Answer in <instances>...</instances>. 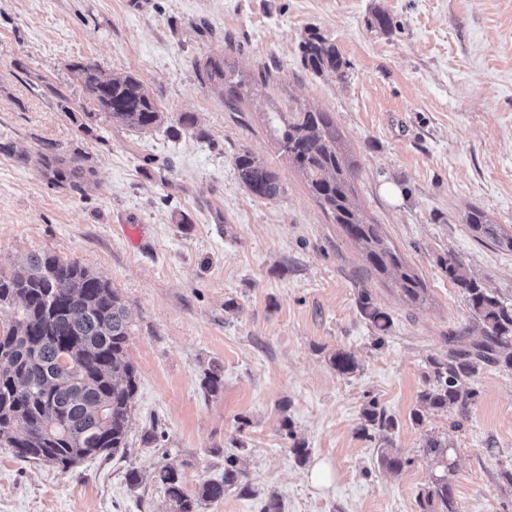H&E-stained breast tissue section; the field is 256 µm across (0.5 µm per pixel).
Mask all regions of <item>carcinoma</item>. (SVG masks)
Here are the masks:
<instances>
[{"instance_id": "carcinoma-1", "label": "carcinoma", "mask_w": 512, "mask_h": 512, "mask_svg": "<svg viewBox=\"0 0 512 512\" xmlns=\"http://www.w3.org/2000/svg\"><path fill=\"white\" fill-rule=\"evenodd\" d=\"M307 70L316 75L342 73L345 62L336 46L316 31L300 43ZM76 72L86 96L102 116L119 127L150 131L165 123L148 87L131 73L102 78L98 66L77 62ZM203 83L229 104L266 84L254 76L244 79L219 60H207ZM275 132L289 163L308 184L311 195L333 217L345 234L361 244L371 273L392 277L400 291L413 302L424 298L425 288L350 199L352 167L340 148V136L330 116L303 108L277 116ZM45 174L53 183H69L82 190L84 158L41 155ZM242 185L253 195L272 199L280 193L274 171L252 151L234 157ZM467 224L485 240L512 251V234L473 210ZM448 278L465 295L483 336L469 350H449L448 359L433 362V381L418 395L413 420L420 424L422 411L453 412L465 418L476 403L474 387L478 362L503 364L512 369V304L500 301L456 260L442 263ZM360 313L375 328L386 332L390 316L373 302L370 292H358ZM11 308L12 319L0 327V447L21 459L45 462L67 470L91 456H113L127 448L129 414L137 391V370L126 358L129 315L108 281L76 262L64 261L49 252L30 254L25 263L5 273L0 270V310ZM329 362L339 375L354 373L355 355L340 349ZM203 387L209 396L224 387L223 369L212 363L204 372ZM359 434L370 441L388 439L395 429L376 400L365 404ZM426 453L442 468L431 488L419 497L425 512H457L449 475L450 447L427 441ZM409 463L398 450L382 448L380 464L399 472ZM155 479L164 487L171 512H202V506L224 499L228 488L245 496L253 494L234 455L224 458V478L203 483L188 493L177 472L161 466Z\"/></svg>"}]
</instances>
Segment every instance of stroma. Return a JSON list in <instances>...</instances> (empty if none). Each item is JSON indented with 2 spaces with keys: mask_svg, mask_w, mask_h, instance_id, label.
<instances>
[{
  "mask_svg": "<svg viewBox=\"0 0 512 512\" xmlns=\"http://www.w3.org/2000/svg\"><path fill=\"white\" fill-rule=\"evenodd\" d=\"M311 30L335 44L343 75L305 68ZM218 57L271 78L228 105L200 80ZM87 61L105 78L134 74L168 118L190 112L196 125L173 140L86 121L95 106L72 65ZM306 107L331 116L351 198L420 278L423 302L368 271L281 152L273 114ZM0 143V268L49 251L108 279L138 376L126 452L64 471L0 448V512H170L154 470L173 467L192 493L223 476L227 451L256 495L229 489L203 512H259L271 496L282 512H423L430 437L452 449L461 512H512V369L480 364L467 420L412 419L434 361L481 336L442 261L512 303V251L465 222L477 209L512 232V0H0ZM47 147L84 155L85 194L50 183L37 161ZM245 149L277 174L279 196L246 191L233 166ZM362 288L391 318L383 345ZM339 349L357 357L352 375L331 367ZM214 361L224 388L209 396ZM373 399L396 423L400 472L357 432ZM150 429L159 446L143 443Z\"/></svg>",
  "mask_w": 512,
  "mask_h": 512,
  "instance_id": "stroma-1",
  "label": "stroma"
}]
</instances>
